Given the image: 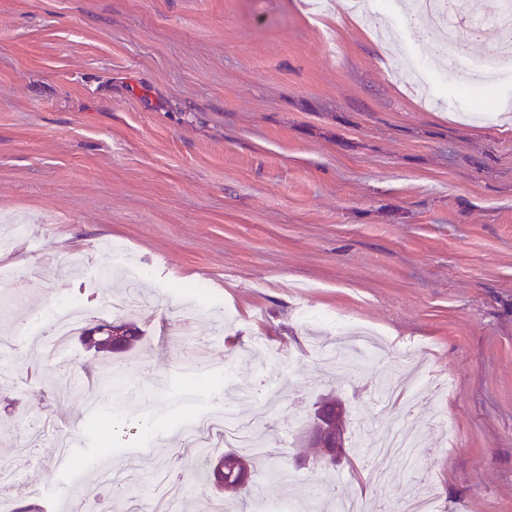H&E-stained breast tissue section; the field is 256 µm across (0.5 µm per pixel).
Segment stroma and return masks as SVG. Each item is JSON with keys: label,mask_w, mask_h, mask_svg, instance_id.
Returning a JSON list of instances; mask_svg holds the SVG:
<instances>
[{"label": "stroma", "mask_w": 512, "mask_h": 512, "mask_svg": "<svg viewBox=\"0 0 512 512\" xmlns=\"http://www.w3.org/2000/svg\"><path fill=\"white\" fill-rule=\"evenodd\" d=\"M400 18L392 0L363 15L342 0H0V214L34 233L0 254L22 282L0 300L7 322L56 299L110 322L130 282L144 332L110 360L75 336L60 357L22 336L0 347V468L23 478L9 499L138 512L162 466L187 487L181 512H215L223 494L195 480L182 431L228 406L286 469L233 512L313 483L315 512L360 495L402 512L421 483L440 512H512V72H449ZM414 59L439 105L406 83ZM111 244L125 276L83 275L111 267ZM305 312L372 328L378 346L346 349ZM108 366L127 389L91 410L51 384ZM327 394L368 463L350 447L297 467ZM152 419L172 449L160 463ZM384 422L415 437L427 481H379L401 466L373 453ZM59 430L81 447L55 446Z\"/></svg>", "instance_id": "35a3bbf8"}]
</instances>
